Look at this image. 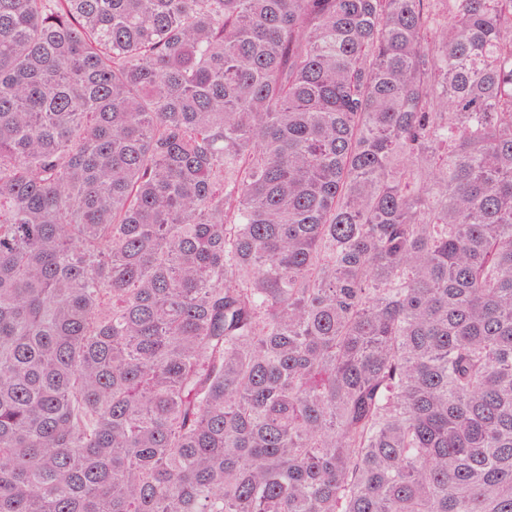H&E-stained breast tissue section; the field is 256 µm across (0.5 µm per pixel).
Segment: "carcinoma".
I'll return each instance as SVG.
<instances>
[{"instance_id":"cac0c4a2","label":"carcinoma","mask_w":512,"mask_h":512,"mask_svg":"<svg viewBox=\"0 0 512 512\" xmlns=\"http://www.w3.org/2000/svg\"><path fill=\"white\" fill-rule=\"evenodd\" d=\"M0 512H512V0H0Z\"/></svg>"}]
</instances>
